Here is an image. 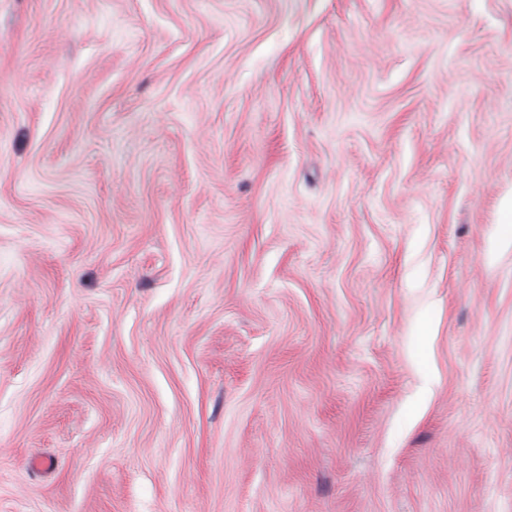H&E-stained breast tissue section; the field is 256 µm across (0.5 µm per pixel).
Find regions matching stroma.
Returning <instances> with one entry per match:
<instances>
[{"mask_svg":"<svg viewBox=\"0 0 512 512\" xmlns=\"http://www.w3.org/2000/svg\"><path fill=\"white\" fill-rule=\"evenodd\" d=\"M512 0H0V512H512Z\"/></svg>","mask_w":512,"mask_h":512,"instance_id":"35a3bbf8","label":"stroma"}]
</instances>
